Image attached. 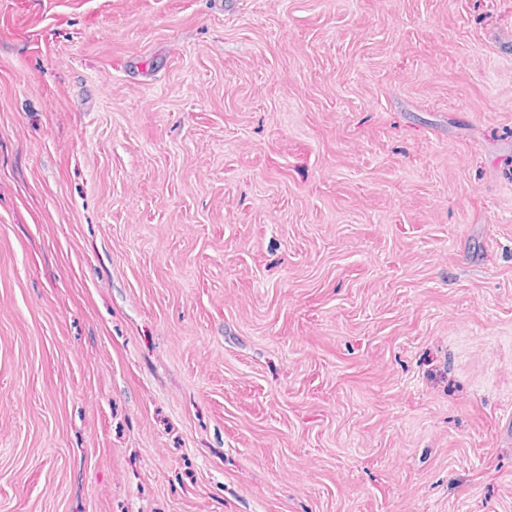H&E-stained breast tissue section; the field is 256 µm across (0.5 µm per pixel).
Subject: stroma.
I'll return each instance as SVG.
<instances>
[{
  "label": "stroma",
  "mask_w": 512,
  "mask_h": 512,
  "mask_svg": "<svg viewBox=\"0 0 512 512\" xmlns=\"http://www.w3.org/2000/svg\"><path fill=\"white\" fill-rule=\"evenodd\" d=\"M0 512H512V0H0Z\"/></svg>",
  "instance_id": "obj_1"
}]
</instances>
